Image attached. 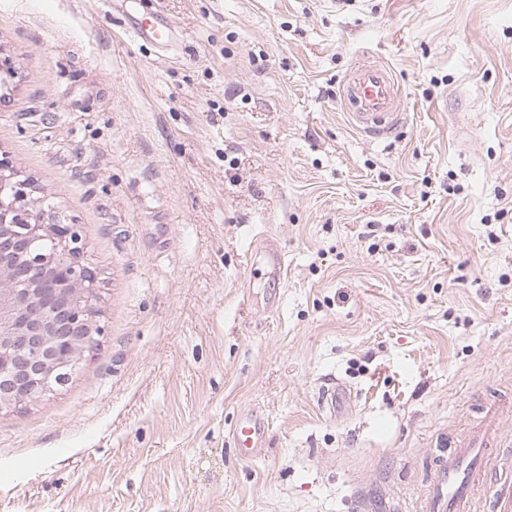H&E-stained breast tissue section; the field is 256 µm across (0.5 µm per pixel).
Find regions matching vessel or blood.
Wrapping results in <instances>:
<instances>
[{"label": "vessel or blood", "instance_id": "obj_1", "mask_svg": "<svg viewBox=\"0 0 512 512\" xmlns=\"http://www.w3.org/2000/svg\"><path fill=\"white\" fill-rule=\"evenodd\" d=\"M137 40L153 45L170 41L167 22L130 19ZM352 125L369 138L391 132L401 117L398 87L390 70L368 64L351 70L342 86ZM512 420V402L494 400L482 410L477 424L439 460L426 483L421 512H473V504L486 484L492 449L502 445L504 422ZM242 458L252 460L266 448L265 432L257 416L241 419L233 431Z\"/></svg>", "mask_w": 512, "mask_h": 512}]
</instances>
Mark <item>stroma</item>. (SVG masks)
I'll return each mask as SVG.
<instances>
[{
  "label": "stroma",
  "mask_w": 512,
  "mask_h": 512,
  "mask_svg": "<svg viewBox=\"0 0 512 512\" xmlns=\"http://www.w3.org/2000/svg\"><path fill=\"white\" fill-rule=\"evenodd\" d=\"M0 55V154L81 225L106 329L0 411V512H419L512 394V0H0ZM370 63L381 139L342 101ZM490 466L476 512H512ZM129 26L138 41L152 45H162L169 42L173 34L170 25L160 20L142 22L132 17L129 18ZM352 125L369 138L391 132L402 113L398 87L390 70L376 64L351 70L342 86ZM235 446L242 458L253 460L261 456L266 448L265 431L257 415L241 419L233 431Z\"/></svg>",
  "instance_id": "35a3bbf8"
}]
</instances>
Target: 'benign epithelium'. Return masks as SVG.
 <instances>
[{"mask_svg": "<svg viewBox=\"0 0 512 512\" xmlns=\"http://www.w3.org/2000/svg\"><path fill=\"white\" fill-rule=\"evenodd\" d=\"M11 265L21 291L0 295V409L36 400L64 385L77 346L90 352L100 277L85 256L80 225L51 226L31 210L28 183L0 156V266Z\"/></svg>", "mask_w": 512, "mask_h": 512, "instance_id": "1", "label": "benign epithelium"}]
</instances>
